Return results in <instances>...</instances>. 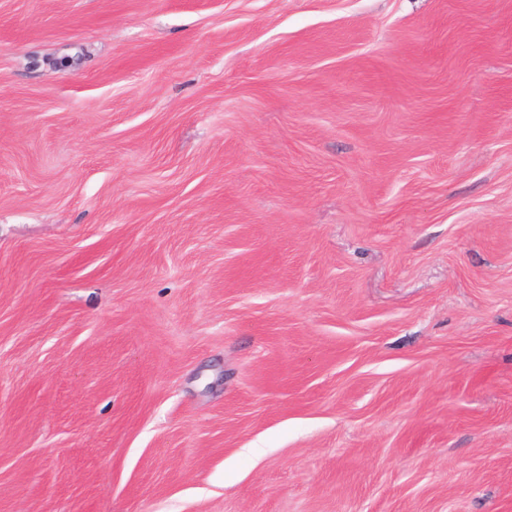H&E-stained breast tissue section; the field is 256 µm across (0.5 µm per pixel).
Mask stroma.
<instances>
[{"label": "stroma", "instance_id": "obj_1", "mask_svg": "<svg viewBox=\"0 0 512 512\" xmlns=\"http://www.w3.org/2000/svg\"><path fill=\"white\" fill-rule=\"evenodd\" d=\"M0 512H512V0H0Z\"/></svg>", "mask_w": 512, "mask_h": 512}]
</instances>
